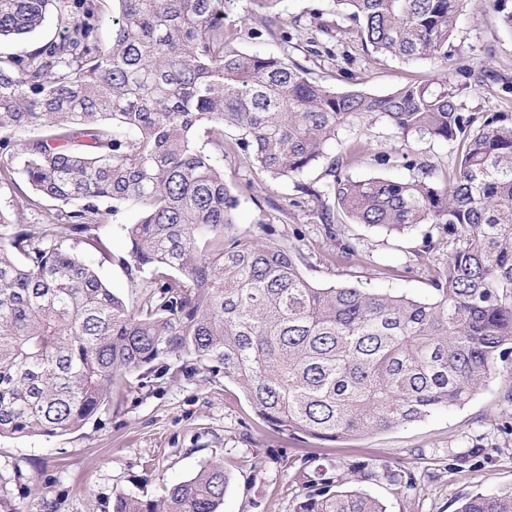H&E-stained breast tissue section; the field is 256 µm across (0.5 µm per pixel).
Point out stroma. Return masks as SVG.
I'll return each instance as SVG.
<instances>
[{
	"mask_svg": "<svg viewBox=\"0 0 512 512\" xmlns=\"http://www.w3.org/2000/svg\"><path fill=\"white\" fill-rule=\"evenodd\" d=\"M290 53L310 79L344 90L358 86L385 95L411 81L442 78L444 68L430 60L403 63L367 56L360 44L340 33L332 0H283ZM323 24L318 54L307 51L315 24ZM455 50L463 62L487 66L498 78L473 84L467 112L512 114V31L501 23L489 0H468L458 22ZM341 135L357 151L345 169L355 180L409 178L398 158L416 156L438 177L452 175L457 144L427 139L402 141L388 122L371 116L345 127ZM385 152L391 165L378 164ZM327 161L295 180H274L257 172L232 151L224 153V175L239 199L243 226L265 224L271 242L301 257L304 274L322 286L349 285L430 298L433 262L410 256L429 232L426 224L402 235L363 224H349L345 235L357 245L342 255L318 221L315 197L297 183H327ZM134 214L125 210L101 236L112 242L110 260L97 264L103 283L127 302L138 300L123 263L127 242L122 227ZM223 461L228 475L219 512H292L300 496V471L330 464L343 468L350 486L378 499L386 512H456L461 498L512 486V358L496 361L483 386L463 406L432 414L381 433L321 443L272 430L252 412L237 384L206 369L145 382L128 376L122 394L113 397L81 429L56 437H0V512H112V500L126 492L157 499L167 488L191 478L206 463ZM264 461L255 472V461ZM388 466L411 473L414 487L386 480L358 481L351 464Z\"/></svg>",
	"mask_w": 512,
	"mask_h": 512,
	"instance_id": "35a3bbf8",
	"label": "stroma"
}]
</instances>
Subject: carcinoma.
Segmentation results:
<instances>
[{
  "mask_svg": "<svg viewBox=\"0 0 512 512\" xmlns=\"http://www.w3.org/2000/svg\"><path fill=\"white\" fill-rule=\"evenodd\" d=\"M0 0V38H24L54 15L64 32L24 56L0 55V183L19 214L56 207L37 232L0 212V435L59 436L83 427L126 376L172 366L221 368L271 429L322 443L376 433L462 406L512 355V115L465 112L472 81L494 71L455 59L467 0H333L365 52L448 69L432 85L386 95L336 91L279 53L240 48L281 24L282 0H259L265 29L224 27L223 0ZM512 31V0H491ZM372 115L396 137L456 142L452 178L415 158L409 180L344 174L339 132ZM233 151L273 179L304 173L337 148L327 175L326 235L350 222L389 233L429 224L412 250L430 259L436 295L421 300L354 286L321 287L300 260L237 222L224 180ZM122 207L139 276L131 307L88 255L107 259L96 230ZM365 480L387 466L359 464ZM292 512H385L342 489L331 467L301 474ZM228 476L212 462L160 500L118 493L112 512H218ZM457 512H512V487L465 498Z\"/></svg>",
  "mask_w": 512,
  "mask_h": 512,
  "instance_id": "obj_1",
  "label": "carcinoma"
}]
</instances>
